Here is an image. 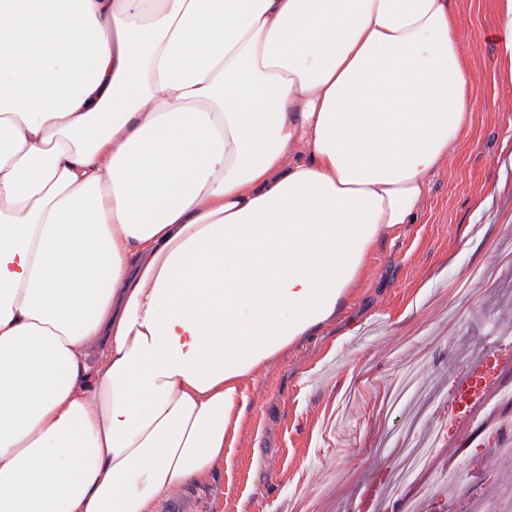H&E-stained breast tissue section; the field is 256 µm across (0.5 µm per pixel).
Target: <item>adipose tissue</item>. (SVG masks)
Masks as SVG:
<instances>
[{"label":"adipose tissue","mask_w":512,"mask_h":512,"mask_svg":"<svg viewBox=\"0 0 512 512\" xmlns=\"http://www.w3.org/2000/svg\"><path fill=\"white\" fill-rule=\"evenodd\" d=\"M453 0H0V512H152L472 124Z\"/></svg>","instance_id":"1"}]
</instances>
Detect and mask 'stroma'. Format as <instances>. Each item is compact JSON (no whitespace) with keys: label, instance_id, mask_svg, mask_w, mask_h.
<instances>
[{"label":"stroma","instance_id":"stroma-1","mask_svg":"<svg viewBox=\"0 0 512 512\" xmlns=\"http://www.w3.org/2000/svg\"><path fill=\"white\" fill-rule=\"evenodd\" d=\"M505 0H459L471 62L472 125L430 177L414 223L384 236L356 288L313 335L245 381L249 409L234 445L192 484L188 512H351L404 425L441 422L436 457L488 488L512 483V453L484 429L458 428L459 385L498 358L493 388L512 386V73L502 57Z\"/></svg>","mask_w":512,"mask_h":512}]
</instances>
